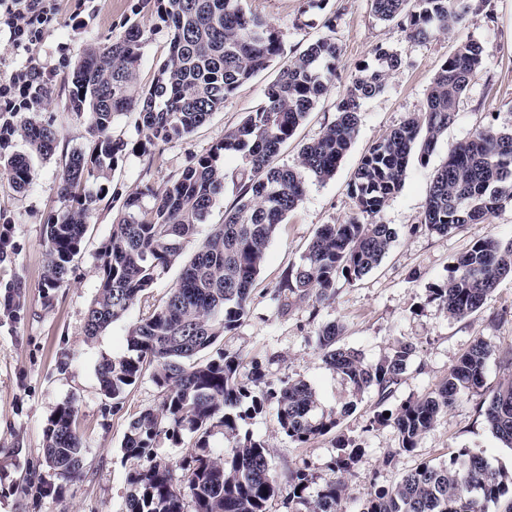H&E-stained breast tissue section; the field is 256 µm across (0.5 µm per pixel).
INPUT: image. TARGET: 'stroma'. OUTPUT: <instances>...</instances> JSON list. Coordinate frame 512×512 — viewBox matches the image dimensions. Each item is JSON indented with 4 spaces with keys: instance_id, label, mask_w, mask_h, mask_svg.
Wrapping results in <instances>:
<instances>
[{
    "instance_id": "1",
    "label": "stroma",
    "mask_w": 512,
    "mask_h": 512,
    "mask_svg": "<svg viewBox=\"0 0 512 512\" xmlns=\"http://www.w3.org/2000/svg\"><path fill=\"white\" fill-rule=\"evenodd\" d=\"M306 2L245 0L247 12L278 32L280 60L241 84L225 99L223 108L192 134L127 155L114 168L107 195L90 215L68 286L50 290L43 281L44 224L50 214L65 206L58 194L65 152L90 140L85 120L66 106L68 70L88 48L107 43L135 24L146 36L137 67V82L144 86L151 83L166 58L170 40L156 0H88L91 18L78 30L67 23L76 0H60L58 20L37 52L43 77L53 89L41 113L58 131L57 152L47 159L33 158L34 176L24 190H16L7 176L0 174V216L9 221L14 244L7 260L0 262V290L18 282L24 292L18 318L0 314V512H125L126 476L138 464L137 459L123 454L127 423L139 412L156 407L162 391L147 373L121 404H112L100 390L96 368L102 358L125 352L130 325L162 304L182 265L174 263L122 319L91 340L84 323L86 310L98 292L100 248L112 232L126 195L148 183L159 186L175 179L193 159L262 105L284 60L298 56L323 37L336 42L341 59L326 94L281 152L280 162L291 166L297 163L302 145L335 119L337 102L357 67L372 61L375 47L396 51L402 63L390 72L384 93L362 102L356 138L335 176L324 182L308 178L300 205L280 224L269 246L253 286L248 315L224 337L226 349L239 352L245 360L260 361L270 380L304 379L316 390L324 409L341 414L334 432L304 445L281 433L274 414L243 422V430L265 440L270 448V469L279 485L271 512H296L288 483L289 472L296 470L308 473L318 488L343 481L344 512H359L375 490L395 486L420 462L445 463L461 450L482 456L493 468L512 474V448L492 434L481 410L485 392L512 377V372L500 365L501 355L512 350V276L500 280L481 310L464 318H450L433 297L435 288L450 276L456 258L474 243L488 237L512 241V208L445 234L429 231L421 223L434 172L449 150L482 128L512 130V0H487L480 11L469 16L465 30L441 31L421 40L408 39L397 22L380 20L371 0H321L312 9ZM301 14L307 19L303 27L297 24ZM329 16L335 19L330 29L323 25ZM464 33L485 45L483 64L434 153L424 163L411 159L402 188L379 213V222L396 233L388 254L362 280L339 282L329 304L319 307L312 298L292 295L287 307H280L275 298L277 285L299 264L317 229L343 223L354 212L349 184L364 153L411 114L423 111L434 75ZM333 321L343 327L342 345L361 351L371 362L383 357L396 341L414 344L411 365L388 399H380L373 390L354 397L351 386L325 366L317 333ZM478 336L493 346L483 390L465 393L455 407L437 418L414 451H401L396 430L373 423V416L397 410L434 390ZM66 401L78 409L76 428L84 445V473L66 487L63 496L40 500L25 496L21 490L24 478L42 466L47 419ZM339 437L352 440L361 449L343 473L331 466Z\"/></svg>"
}]
</instances>
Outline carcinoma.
Segmentation results:
<instances>
[{
    "instance_id": "carcinoma-1",
    "label": "carcinoma",
    "mask_w": 512,
    "mask_h": 512,
    "mask_svg": "<svg viewBox=\"0 0 512 512\" xmlns=\"http://www.w3.org/2000/svg\"><path fill=\"white\" fill-rule=\"evenodd\" d=\"M244 0H158L170 29L169 50L148 86L137 84L143 32L128 27L103 47L89 49L72 67L69 108L86 118L91 144L65 155L59 194L64 208L44 224V285L68 284L72 262L81 250L92 205L106 191L112 170L128 143L114 139V119L137 113L138 147L147 148L193 133L224 106L225 98L281 55L278 33L246 12ZM484 0H372L381 20H399L409 38L425 39L436 31L465 27ZM486 50L470 35L460 38L452 56L434 76L422 112L412 114L372 145L356 169L351 195L356 212L341 224L322 225L301 262L288 270L278 296H312L323 305L336 283L353 282L374 270L388 253L395 231L377 221L385 203L401 188L409 159H429L438 139L454 121L457 104ZM340 60L336 43L320 38L285 61L279 77L267 87L265 102L249 113L224 140L197 158L162 187L146 184L125 197L112 234L98 253L99 288L86 313L85 334L93 339L123 318L156 280L181 258L211 208L224 195L227 174L221 153L236 154L237 196L187 261L165 299L147 317L132 324L126 352L105 357L97 375L102 393L119 404L148 367L162 389L160 405L139 412L127 424L123 451L139 465L127 473L130 487L126 512H270L277 484L270 471V449L262 439L241 432L240 423L273 412L281 432L298 444L330 433L336 412L319 407L315 389L302 379L277 384L262 365L221 345L224 335L247 316L252 286L269 245L286 216L300 204L305 180L333 177L357 133L363 100L383 93L387 76L401 63L399 54L378 47L372 62L358 67L336 118L303 145L295 166L278 156L295 129L327 92ZM28 151L14 150L15 141ZM58 142L56 129L39 119L35 106L0 113V172L18 189L32 180V157L48 158ZM512 204V131L482 130L448 152L430 185L421 223L439 234L483 221ZM512 275V242L487 238L460 255L435 299L452 318L479 311L499 281ZM3 313L16 317L20 284L7 285ZM341 326L331 322L318 333L317 344L329 369L340 374L360 395L375 390L385 398L399 384L415 346L398 341L381 360L370 363L354 349L339 345ZM492 346L483 338L448 370L437 389L409 401L377 423H389L402 450L417 448L439 414L452 408L463 390L480 388ZM485 421L507 448H512V377L483 400ZM75 405H58L44 429V463L58 483L25 480L22 491L57 496L78 480L83 443L73 429ZM194 448L179 461L184 486L173 483L171 467L157 452L159 438L177 442L183 433ZM224 435V454L211 451V438ZM335 468L346 471L360 447L337 438ZM293 500L308 512H342L346 488L325 484L309 500L312 478L301 470L289 475ZM512 478L483 458L461 452L448 463L423 461L404 473L390 489H378L362 512H484L499 503Z\"/></svg>"
}]
</instances>
